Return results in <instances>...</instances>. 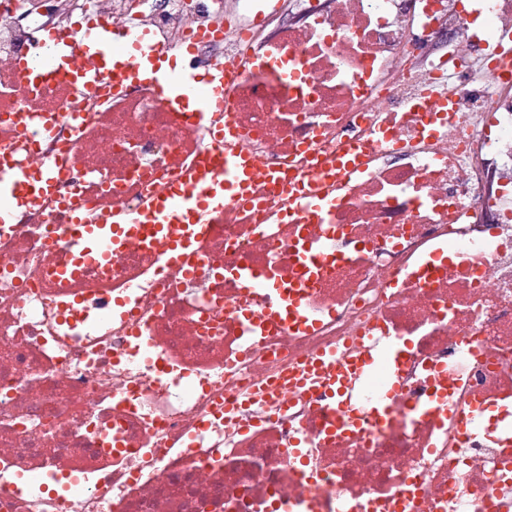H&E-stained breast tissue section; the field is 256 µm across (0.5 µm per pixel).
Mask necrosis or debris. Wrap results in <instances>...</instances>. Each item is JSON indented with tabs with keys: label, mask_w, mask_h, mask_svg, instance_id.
<instances>
[{
	"label": "necrosis or debris",
	"mask_w": 512,
	"mask_h": 512,
	"mask_svg": "<svg viewBox=\"0 0 512 512\" xmlns=\"http://www.w3.org/2000/svg\"><path fill=\"white\" fill-rule=\"evenodd\" d=\"M59 2L21 26L24 0H0V152L56 170L53 194L0 225V512H512V78L495 53L512 0H289L300 22L276 38L255 0L229 17L222 0H90L175 51L198 35L209 67L250 55L215 119L261 172L250 204L209 214L193 270L133 241L65 282V202L89 222L138 209L212 139L144 82L22 83L34 34L77 24ZM46 118L28 141L21 120ZM352 144L363 169L337 173ZM281 174L323 176L331 207L309 216ZM304 248L322 259L310 282ZM243 266L302 285L306 322L244 287ZM77 295L116 305L72 327ZM330 348L354 370L342 396L294 385Z\"/></svg>",
	"instance_id": "obj_1"
}]
</instances>
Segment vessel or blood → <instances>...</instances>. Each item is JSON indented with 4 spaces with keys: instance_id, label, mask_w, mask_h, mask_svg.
Masks as SVG:
<instances>
[{
    "instance_id": "b4317fda",
    "label": "vessel or blood",
    "mask_w": 512,
    "mask_h": 512,
    "mask_svg": "<svg viewBox=\"0 0 512 512\" xmlns=\"http://www.w3.org/2000/svg\"><path fill=\"white\" fill-rule=\"evenodd\" d=\"M44 44L45 57L17 61L16 68L25 82L65 74L81 86L103 80L117 88L126 84L129 73L138 71L150 76L164 104L187 112L193 122L204 121L207 112L214 109L211 85L224 84L231 77L220 66L206 75L174 73L164 65L167 48L153 43L147 34L114 27L102 16L88 18L75 30L51 34ZM78 51L96 58L98 69L89 72L74 66ZM224 136V130H217L218 147L205 154L196 176L172 182L148 210L129 213L120 221L104 219L90 224L79 209H71L67 226L70 257L60 268V276L73 279L86 266H110L133 240L162 243L170 262L194 265L193 244L206 230L204 215L225 202L246 197L259 172L258 165L245 154L224 145ZM54 189L51 169H22L0 154V225L13 223L14 206L38 202ZM94 316V310L79 296L63 306V318L72 325Z\"/></svg>"
}]
</instances>
